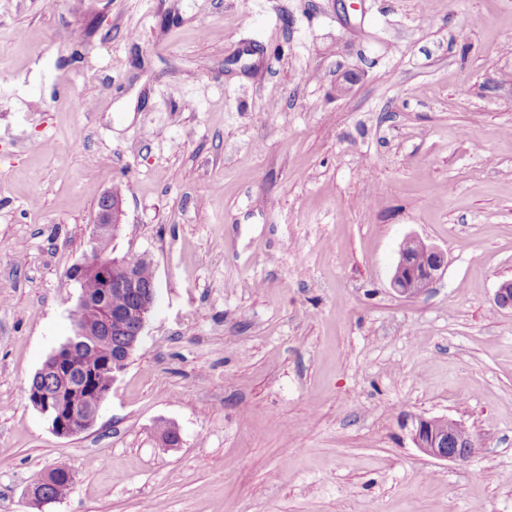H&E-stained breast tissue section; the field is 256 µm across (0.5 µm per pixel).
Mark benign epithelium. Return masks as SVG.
Segmentation results:
<instances>
[{"instance_id": "7a95c632", "label": "benign epithelium", "mask_w": 512, "mask_h": 512, "mask_svg": "<svg viewBox=\"0 0 512 512\" xmlns=\"http://www.w3.org/2000/svg\"><path fill=\"white\" fill-rule=\"evenodd\" d=\"M123 215L121 197L111 192L101 195L96 219L88 241V249L80 262L76 264V277H81L87 270L98 272L103 279L110 280V275L122 274V289L132 297V303L125 308L115 310L108 304L107 297L100 298V321L92 326L76 328L77 339L94 340L113 332L124 337L123 356L128 361L139 344L147 318L154 306L155 288H144L132 271V263L123 257L114 256L112 262L102 259V244L105 240H115L121 227ZM446 268L444 253L436 247L417 237H408L400 245L398 260L391 277V288L400 296L414 299L430 288ZM54 372L67 380L80 373L88 379L91 371L86 367H77L61 361L59 352L52 354ZM32 404L43 415L50 418L52 430L59 436L70 437L86 430V427L72 419L61 417L57 404L36 395ZM413 443L423 453L446 461H467L475 453V442L468 431L459 423L441 418L420 417L413 423L411 430Z\"/></svg>"}]
</instances>
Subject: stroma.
<instances>
[{
	"label": "stroma",
	"mask_w": 512,
	"mask_h": 512,
	"mask_svg": "<svg viewBox=\"0 0 512 512\" xmlns=\"http://www.w3.org/2000/svg\"><path fill=\"white\" fill-rule=\"evenodd\" d=\"M108 191L156 301L62 438L26 390ZM509 279L512 0H0V512H512ZM416 248L414 258L409 252ZM444 253L417 237H407L400 245L398 260L391 277V288L400 296L414 299L430 288L446 268ZM413 443L428 456L446 461H467L475 453V442L459 423L420 417L411 430ZM57 466L51 467L47 470V475H54L56 473ZM46 474L40 475L36 480H34L30 487L31 489L27 490V496L33 501H37V503L42 507L56 501L64 499L68 494L71 493L74 487V483H71L66 476L59 475L56 477H48ZM39 493L41 495H35V493ZM43 496H47L50 498H46ZM54 499V500H53Z\"/></svg>",
	"instance_id": "1"
}]
</instances>
